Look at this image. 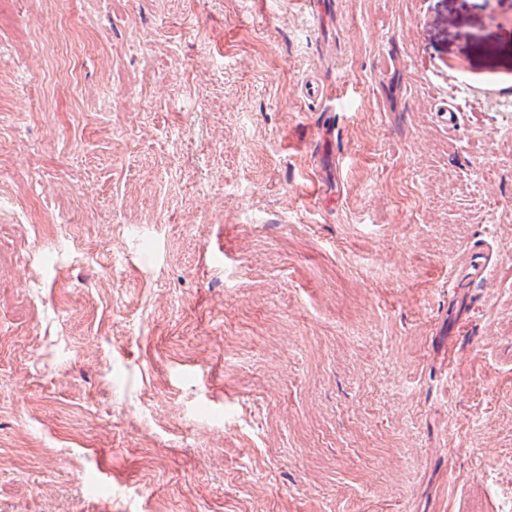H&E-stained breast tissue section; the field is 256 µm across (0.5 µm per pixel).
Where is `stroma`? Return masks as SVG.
Instances as JSON below:
<instances>
[{"instance_id": "35a3bbf8", "label": "stroma", "mask_w": 512, "mask_h": 512, "mask_svg": "<svg viewBox=\"0 0 512 512\" xmlns=\"http://www.w3.org/2000/svg\"><path fill=\"white\" fill-rule=\"evenodd\" d=\"M0 512H512V0H0ZM489 252L487 248L474 250L468 256L464 267H454L448 273L450 282H470L474 280H483L489 272Z\"/></svg>"}]
</instances>
